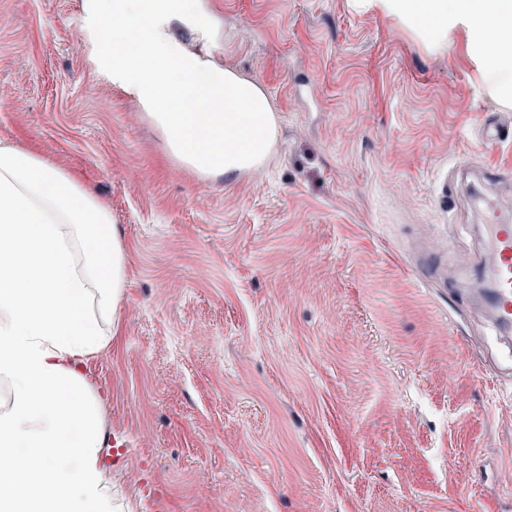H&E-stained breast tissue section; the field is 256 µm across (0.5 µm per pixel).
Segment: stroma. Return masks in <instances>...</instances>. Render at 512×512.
Listing matches in <instances>:
<instances>
[{
    "label": "stroma",
    "instance_id": "stroma-1",
    "mask_svg": "<svg viewBox=\"0 0 512 512\" xmlns=\"http://www.w3.org/2000/svg\"><path fill=\"white\" fill-rule=\"evenodd\" d=\"M81 2L0 0V139L74 175L128 254L86 366L119 512H512V369L459 297L488 277L476 195L512 196V107L463 35L438 55L352 0H207L279 134L205 178L94 73Z\"/></svg>",
    "mask_w": 512,
    "mask_h": 512
}]
</instances>
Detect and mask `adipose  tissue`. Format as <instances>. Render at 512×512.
<instances>
[{
	"label": "adipose tissue",
	"mask_w": 512,
	"mask_h": 512,
	"mask_svg": "<svg viewBox=\"0 0 512 512\" xmlns=\"http://www.w3.org/2000/svg\"><path fill=\"white\" fill-rule=\"evenodd\" d=\"M429 52L461 33L486 91L512 102V0H357ZM93 60L134 97L169 153L201 175L263 165L279 122L261 85L203 46L202 0H84ZM190 30L187 47L175 26ZM112 213L44 157L0 141V512H117L84 366L108 347L126 286Z\"/></svg>",
	"instance_id": "1"
}]
</instances>
